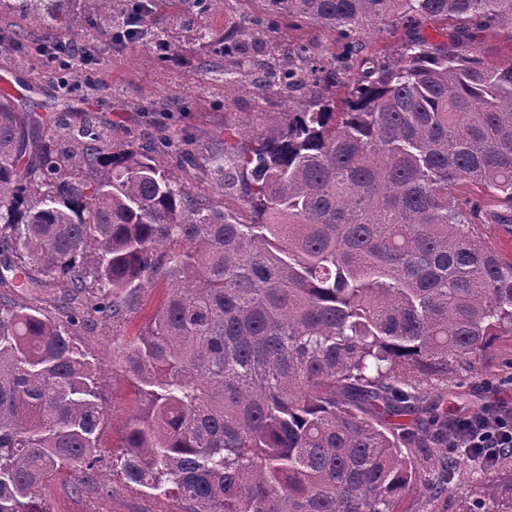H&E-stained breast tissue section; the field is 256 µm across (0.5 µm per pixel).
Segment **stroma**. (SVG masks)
<instances>
[{"mask_svg": "<svg viewBox=\"0 0 512 512\" xmlns=\"http://www.w3.org/2000/svg\"><path fill=\"white\" fill-rule=\"evenodd\" d=\"M265 15L264 0H219L211 14L202 20L213 31L226 32ZM196 17L193 0H181L173 14L159 21L181 59L177 68H162L149 62L148 37L118 44L106 34L87 30L82 38L91 45L93 57L81 71L70 72L63 80L52 73L45 58L39 55L37 47L44 35L35 31L22 45L0 49V73L10 74L15 86L30 87L32 95L40 100L67 105L72 120L93 114L103 127L123 128L129 139L137 142L160 136L157 127L140 111L141 106L157 101L179 104L187 114L188 124L201 135L248 122L256 114L265 122H280L282 112L288 109L286 94L259 92L228 102L224 99L222 83L200 79L197 64L202 59H209L217 67L230 64L231 59L212 55L210 47L184 26V19ZM258 39L264 56L276 45L296 39L309 42L316 54L323 57L341 50L333 32L308 24L296 26L285 19L262 27ZM511 359L512 344L505 342L481 361L470 384L479 390L484 404L499 400L512 402V385L499 384L500 378L512 376V368L507 365ZM104 393L109 401L121 406L101 436V444L108 451L119 445L124 436L132 395L127 380L118 374L108 377ZM495 479V473L483 469L458 473L450 480L447 495L438 502L430 504L417 498L411 505L414 512H458L462 497L467 496L486 500L488 506L502 512L507 503L493 499ZM72 483V478L63 473L48 484L43 494L47 512H156L157 509L154 500L127 487L120 476L107 468L102 469L96 484L82 492H73Z\"/></svg>", "mask_w": 512, "mask_h": 512, "instance_id": "stroma-1", "label": "stroma"}]
</instances>
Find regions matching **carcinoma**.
<instances>
[{"label":"carcinoma","instance_id":"carcinoma-1","mask_svg":"<svg viewBox=\"0 0 512 512\" xmlns=\"http://www.w3.org/2000/svg\"><path fill=\"white\" fill-rule=\"evenodd\" d=\"M28 27L76 35L72 0H7ZM276 18L333 29L341 52L279 45L249 54L250 28L198 40L239 57L204 63L233 101L258 87L296 97L280 124L197 144L112 138L96 118L0 96V512H47L46 484L96 482L119 407L82 336L134 313L146 284L169 292L138 335L112 334V369L135 405L112 472L174 512H412L448 472L495 470L512 451H448L464 419L448 387L512 341V264L489 224L512 228V61L479 32L512 37V0H267ZM118 37L156 29L178 0H95ZM456 25L432 41L426 26ZM406 23L394 55H366L362 22ZM359 61L357 77L349 74ZM347 88L336 112L323 91ZM186 146L176 170L156 155ZM236 194L244 213L198 193ZM475 184L477 199L453 196ZM478 47L490 64L507 63L512 59V42L507 32H484L477 37Z\"/></svg>","mask_w":512,"mask_h":512}]
</instances>
